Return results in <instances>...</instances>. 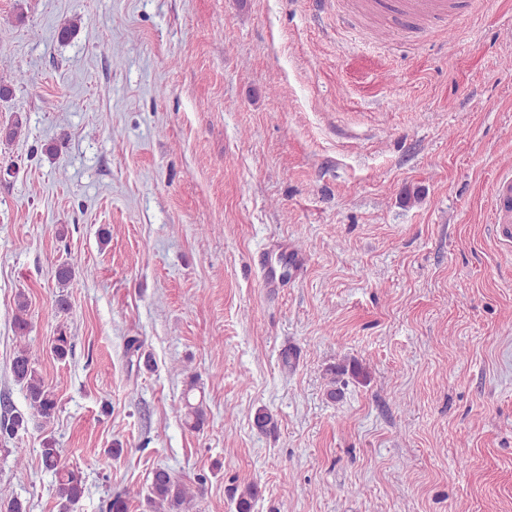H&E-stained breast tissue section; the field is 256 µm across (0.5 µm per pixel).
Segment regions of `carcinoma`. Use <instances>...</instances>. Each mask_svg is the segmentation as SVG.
<instances>
[{"instance_id":"cac0c4a2","label":"carcinoma","mask_w":512,"mask_h":512,"mask_svg":"<svg viewBox=\"0 0 512 512\" xmlns=\"http://www.w3.org/2000/svg\"><path fill=\"white\" fill-rule=\"evenodd\" d=\"M78 264V258L72 257L54 270V277L59 287L66 288L71 282ZM28 300L20 293L15 300L14 325L19 337V345L11 364V373L16 383L25 391V398L33 414L42 419V428H47L53 420L57 409L55 391L39 375L36 363L38 354L26 342L29 327L27 319ZM196 380H191L188 391L184 393L181 417L184 425L191 430H200L206 421V413L202 402H193L190 391L194 390ZM26 418L17 413L7 420H0V437H14L24 428ZM40 456L44 468L52 472L56 479V493L60 500L61 512H70L82 498L84 493L83 480L79 473L67 469L60 463V449L56 440L49 436L42 442ZM200 487L190 488L165 468L154 470L147 502L153 512H188L190 503L198 496Z\"/></svg>"}]
</instances>
